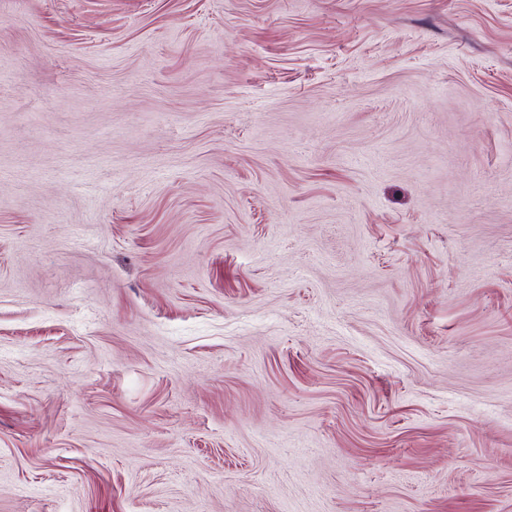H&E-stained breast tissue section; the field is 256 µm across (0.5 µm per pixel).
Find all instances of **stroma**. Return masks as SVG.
Masks as SVG:
<instances>
[{
	"instance_id": "obj_1",
	"label": "stroma",
	"mask_w": 512,
	"mask_h": 512,
	"mask_svg": "<svg viewBox=\"0 0 512 512\" xmlns=\"http://www.w3.org/2000/svg\"><path fill=\"white\" fill-rule=\"evenodd\" d=\"M0 512H512V0H0Z\"/></svg>"
}]
</instances>
